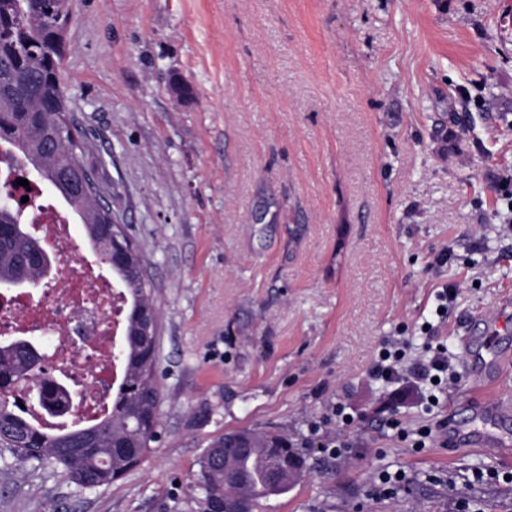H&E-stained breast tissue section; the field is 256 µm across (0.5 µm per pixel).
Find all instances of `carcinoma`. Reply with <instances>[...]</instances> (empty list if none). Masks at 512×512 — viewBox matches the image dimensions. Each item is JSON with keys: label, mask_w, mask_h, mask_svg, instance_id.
<instances>
[{"label": "carcinoma", "mask_w": 512, "mask_h": 512, "mask_svg": "<svg viewBox=\"0 0 512 512\" xmlns=\"http://www.w3.org/2000/svg\"><path fill=\"white\" fill-rule=\"evenodd\" d=\"M0 19L17 21L14 33L0 38V152L16 158L23 169L32 170L57 197L76 213L91 239L118 231L109 224L112 213L104 210L98 195L76 196L54 170L72 151L66 119L69 113L62 69L50 42L54 15L45 0H0ZM11 199L0 208V283L40 279L35 247L26 224L42 207V194L23 203L16 197L14 173L0 170V197ZM132 298V307H154L151 288L132 270L112 269ZM159 347L160 337H143L134 315L126 319L125 343L120 351L124 363L121 384L109 410L70 427L56 426L22 411L9 401L8 380L32 374L13 341H0V441L24 459L35 450L62 465L76 484L98 488L110 486L112 474L126 471V460L112 452L123 441L132 448H146L158 431L143 425V417L161 399L155 380L157 361L144 362L148 344ZM230 435L247 440L252 450L224 456V437L211 441L200 460V487L204 496L233 508L244 501L249 508L259 501L288 492L296 476L273 478V464L264 451L266 432L235 430Z\"/></svg>", "instance_id": "cac0c4a2"}]
</instances>
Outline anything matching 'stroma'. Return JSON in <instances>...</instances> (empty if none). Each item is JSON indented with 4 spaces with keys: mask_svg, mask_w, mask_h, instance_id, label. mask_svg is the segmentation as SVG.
<instances>
[{
    "mask_svg": "<svg viewBox=\"0 0 512 512\" xmlns=\"http://www.w3.org/2000/svg\"><path fill=\"white\" fill-rule=\"evenodd\" d=\"M70 8L80 160L159 313V437L93 490L0 446V512H205L200 458L244 428L307 459L254 512H512V449L411 441L483 394L462 330L512 342V0ZM395 338L447 346L456 390L433 405L407 373L372 377ZM387 473L403 479L384 495Z\"/></svg>",
    "mask_w": 512,
    "mask_h": 512,
    "instance_id": "1",
    "label": "stroma"
}]
</instances>
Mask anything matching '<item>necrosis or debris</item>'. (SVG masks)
<instances>
[{"instance_id": "4bbe7bcc", "label": "necrosis or debris", "mask_w": 512, "mask_h": 512, "mask_svg": "<svg viewBox=\"0 0 512 512\" xmlns=\"http://www.w3.org/2000/svg\"><path fill=\"white\" fill-rule=\"evenodd\" d=\"M38 236L57 261V272L40 298L0 292V335L48 336L56 353L55 373L76 383L82 399L71 417H90L108 401L120 381L117 365L125 297L110 281L94 275L79 256L66 211L53 205L35 217Z\"/></svg>"}]
</instances>
